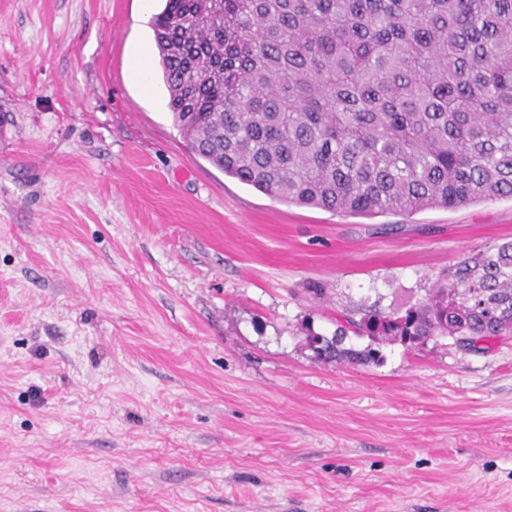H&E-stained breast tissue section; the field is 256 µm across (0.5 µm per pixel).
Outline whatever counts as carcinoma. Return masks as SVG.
I'll list each match as a JSON object with an SVG mask.
<instances>
[{
	"label": "carcinoma",
	"instance_id": "cac0c4a2",
	"mask_svg": "<svg viewBox=\"0 0 512 512\" xmlns=\"http://www.w3.org/2000/svg\"><path fill=\"white\" fill-rule=\"evenodd\" d=\"M150 25L190 150L270 197L364 216L512 199V0H165ZM511 335L512 240L307 341L365 365L399 336Z\"/></svg>",
	"mask_w": 512,
	"mask_h": 512
}]
</instances>
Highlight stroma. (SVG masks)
Returning <instances> with one entry per match:
<instances>
[{
  "label": "stroma",
  "mask_w": 512,
  "mask_h": 512,
  "mask_svg": "<svg viewBox=\"0 0 512 512\" xmlns=\"http://www.w3.org/2000/svg\"><path fill=\"white\" fill-rule=\"evenodd\" d=\"M163 0H0V512H512V337L318 360L512 239V199H273L133 79Z\"/></svg>",
  "instance_id": "1"
}]
</instances>
